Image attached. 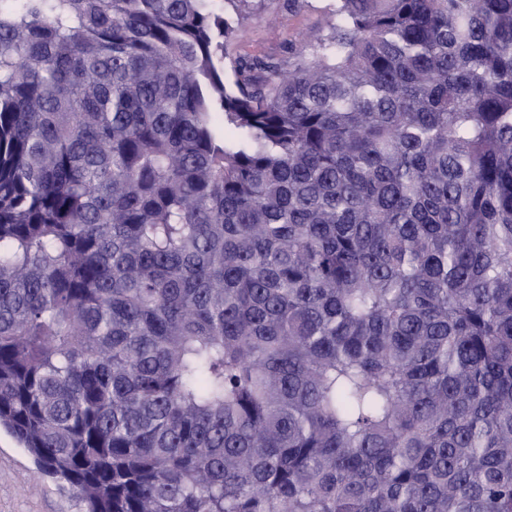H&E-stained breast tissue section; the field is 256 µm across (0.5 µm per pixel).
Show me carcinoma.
I'll use <instances>...</instances> for the list:
<instances>
[{"mask_svg":"<svg viewBox=\"0 0 512 512\" xmlns=\"http://www.w3.org/2000/svg\"><path fill=\"white\" fill-rule=\"evenodd\" d=\"M0 0V428L85 512H512V0ZM288 1L255 0L240 15L225 4V12L247 30V40L230 45L229 51L279 56L288 43H300L308 29H326L336 21L334 0H297L295 4ZM270 16H275L276 22L270 23Z\"/></svg>","mask_w":512,"mask_h":512,"instance_id":"obj_1","label":"carcinoma"}]
</instances>
